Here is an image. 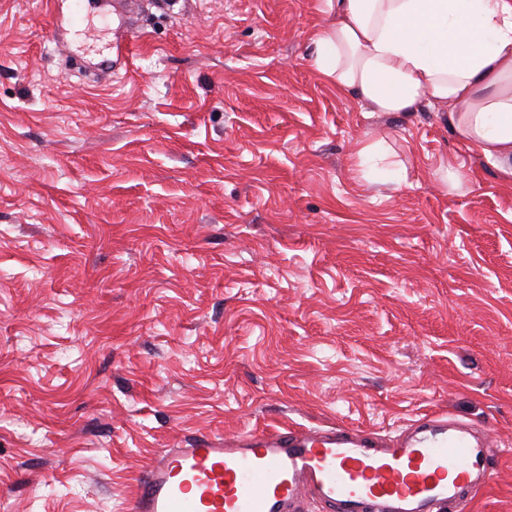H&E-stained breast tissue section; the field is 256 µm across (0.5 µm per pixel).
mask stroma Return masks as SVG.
<instances>
[{"label":"stroma","mask_w":512,"mask_h":512,"mask_svg":"<svg viewBox=\"0 0 512 512\" xmlns=\"http://www.w3.org/2000/svg\"><path fill=\"white\" fill-rule=\"evenodd\" d=\"M72 5L0 0V512H126L202 436L433 413L495 443L464 512H512V180L447 113L322 81L318 0ZM380 138L395 190L357 165Z\"/></svg>","instance_id":"stroma-1"}]
</instances>
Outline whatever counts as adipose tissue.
I'll list each match as a JSON object with an SVG mask.
<instances>
[{
    "label": "adipose tissue",
    "instance_id": "ef3b65f1",
    "mask_svg": "<svg viewBox=\"0 0 512 512\" xmlns=\"http://www.w3.org/2000/svg\"><path fill=\"white\" fill-rule=\"evenodd\" d=\"M318 77L370 112H448L467 150L512 178V0H320ZM364 178L399 186L383 142L356 151Z\"/></svg>",
    "mask_w": 512,
    "mask_h": 512
}]
</instances>
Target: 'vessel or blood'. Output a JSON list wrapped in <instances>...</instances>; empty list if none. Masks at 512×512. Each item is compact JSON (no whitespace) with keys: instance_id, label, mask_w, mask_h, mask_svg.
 <instances>
[{"instance_id":"1","label":"vessel or blood","mask_w":512,"mask_h":512,"mask_svg":"<svg viewBox=\"0 0 512 512\" xmlns=\"http://www.w3.org/2000/svg\"><path fill=\"white\" fill-rule=\"evenodd\" d=\"M491 442L433 414L399 436L343 426L261 429L162 450L136 479L128 512H440L492 476Z\"/></svg>"}]
</instances>
